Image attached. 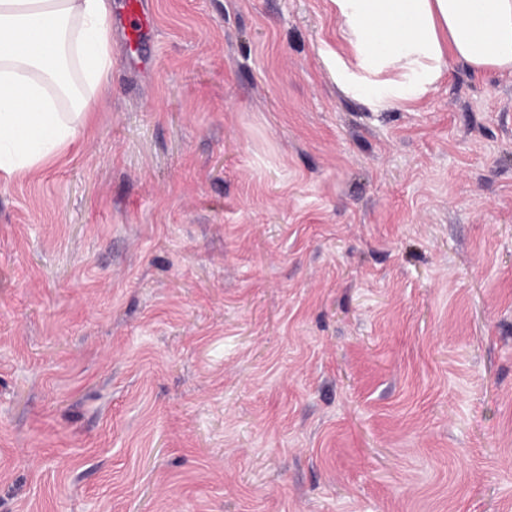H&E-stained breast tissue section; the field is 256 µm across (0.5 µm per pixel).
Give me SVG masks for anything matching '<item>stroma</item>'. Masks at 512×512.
Returning <instances> with one entry per match:
<instances>
[{
	"mask_svg": "<svg viewBox=\"0 0 512 512\" xmlns=\"http://www.w3.org/2000/svg\"><path fill=\"white\" fill-rule=\"evenodd\" d=\"M0 187V512H512V74L376 110L332 0H145ZM126 45L131 55L137 54L148 37V21L144 0H124Z\"/></svg>",
	"mask_w": 512,
	"mask_h": 512,
	"instance_id": "obj_1",
	"label": "stroma"
}]
</instances>
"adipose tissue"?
Here are the masks:
<instances>
[{
  "mask_svg": "<svg viewBox=\"0 0 512 512\" xmlns=\"http://www.w3.org/2000/svg\"><path fill=\"white\" fill-rule=\"evenodd\" d=\"M340 87L374 107L420 100L449 58L512 72V0H332ZM111 0H0V179L80 144L112 72Z\"/></svg>",
  "mask_w": 512,
  "mask_h": 512,
  "instance_id": "obj_1",
  "label": "adipose tissue"
}]
</instances>
